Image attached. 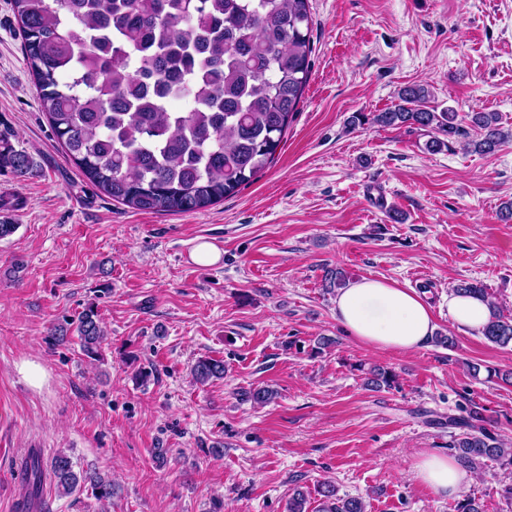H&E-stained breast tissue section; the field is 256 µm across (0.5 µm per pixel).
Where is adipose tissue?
Segmentation results:
<instances>
[{"instance_id": "1", "label": "adipose tissue", "mask_w": 512, "mask_h": 512, "mask_svg": "<svg viewBox=\"0 0 512 512\" xmlns=\"http://www.w3.org/2000/svg\"><path fill=\"white\" fill-rule=\"evenodd\" d=\"M334 306L337 320L370 348L411 352L434 331V316L425 297L386 279L364 277L349 283L337 292ZM448 313L463 332L482 330L488 321L485 302L473 295L449 292ZM413 473L420 484L448 497L460 494L475 479L455 458L436 453L421 454Z\"/></svg>"}]
</instances>
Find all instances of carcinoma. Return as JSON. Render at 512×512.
<instances>
[{"label": "carcinoma", "instance_id": "obj_1", "mask_svg": "<svg viewBox=\"0 0 512 512\" xmlns=\"http://www.w3.org/2000/svg\"><path fill=\"white\" fill-rule=\"evenodd\" d=\"M26 65L40 106L57 141L87 180L112 200L157 214L192 213L235 194L275 160L311 73L313 19L309 0H11ZM163 80L147 93L143 76ZM429 89L402 88L400 103L376 116L387 126L417 125L436 136L432 151L461 135L458 113L428 107ZM186 98L190 107L175 109ZM476 139L468 147L491 153L512 140L496 112H472ZM31 154L0 134V172L22 178ZM458 293L481 297L490 312L483 336L512 344V317L502 314L487 289L462 282ZM83 355L98 361L105 331L97 307L76 321ZM194 379L224 377V360L199 359ZM484 409L448 417L460 429L450 448L466 466L488 459L504 471L501 497L512 507V443L486 427ZM51 472L65 493L89 486L112 498V481L96 471L77 474L57 454ZM32 491L43 468L33 448L24 460ZM324 512H365L359 498H340L327 483Z\"/></svg>", "mask_w": 512, "mask_h": 512}]
</instances>
